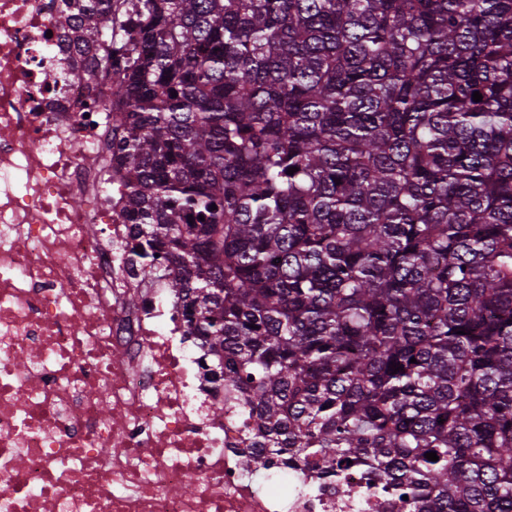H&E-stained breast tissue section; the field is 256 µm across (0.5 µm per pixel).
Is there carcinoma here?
Listing matches in <instances>:
<instances>
[{
	"mask_svg": "<svg viewBox=\"0 0 512 512\" xmlns=\"http://www.w3.org/2000/svg\"><path fill=\"white\" fill-rule=\"evenodd\" d=\"M59 8L87 49L136 33L86 59L120 77L131 252L261 447L512 512V0Z\"/></svg>",
	"mask_w": 512,
	"mask_h": 512,
	"instance_id": "obj_1",
	"label": "carcinoma"
}]
</instances>
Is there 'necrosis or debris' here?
<instances>
[{
    "mask_svg": "<svg viewBox=\"0 0 512 512\" xmlns=\"http://www.w3.org/2000/svg\"><path fill=\"white\" fill-rule=\"evenodd\" d=\"M75 26L55 0H0V512H409L361 473L270 459L206 377L131 262L113 78L85 75Z\"/></svg>",
    "mask_w": 512,
    "mask_h": 512,
    "instance_id": "necrosis-or-debris-1",
    "label": "necrosis or debris"
}]
</instances>
